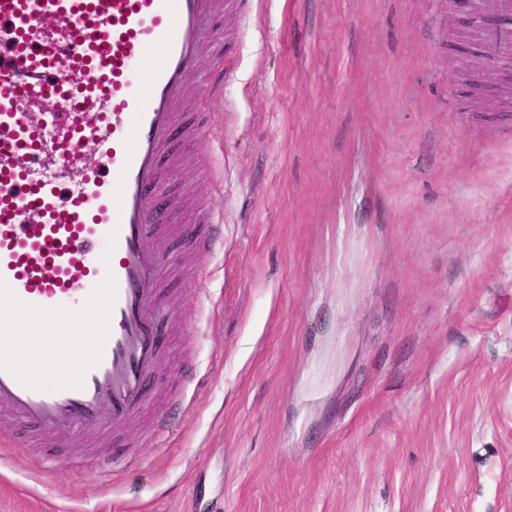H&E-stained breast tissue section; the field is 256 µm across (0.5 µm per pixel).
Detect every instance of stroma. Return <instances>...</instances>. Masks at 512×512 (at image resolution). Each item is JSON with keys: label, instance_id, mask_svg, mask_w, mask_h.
I'll return each mask as SVG.
<instances>
[{"label": "stroma", "instance_id": "35a3bbf8", "mask_svg": "<svg viewBox=\"0 0 512 512\" xmlns=\"http://www.w3.org/2000/svg\"><path fill=\"white\" fill-rule=\"evenodd\" d=\"M474 22L468 0L217 21L230 74L207 153L172 146L147 407L87 449L0 421V512H512V83L467 85ZM203 211L224 243L201 259Z\"/></svg>", "mask_w": 512, "mask_h": 512}]
</instances>
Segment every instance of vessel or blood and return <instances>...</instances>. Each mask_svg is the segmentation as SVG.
Returning a JSON list of instances; mask_svg holds the SVG:
<instances>
[{"mask_svg": "<svg viewBox=\"0 0 512 512\" xmlns=\"http://www.w3.org/2000/svg\"><path fill=\"white\" fill-rule=\"evenodd\" d=\"M242 2L0 0V305L26 310L0 316L1 417L67 444L146 405L162 355L159 229L176 204L162 157L191 74L204 113L223 100L210 24ZM479 11L484 55L512 63V0ZM27 100L57 110H23ZM204 222L193 244L206 256L224 226ZM90 315L94 332L70 346Z\"/></svg>", "mask_w": 512, "mask_h": 512, "instance_id": "vessel-or-blood-1", "label": "vessel or blood"}]
</instances>
